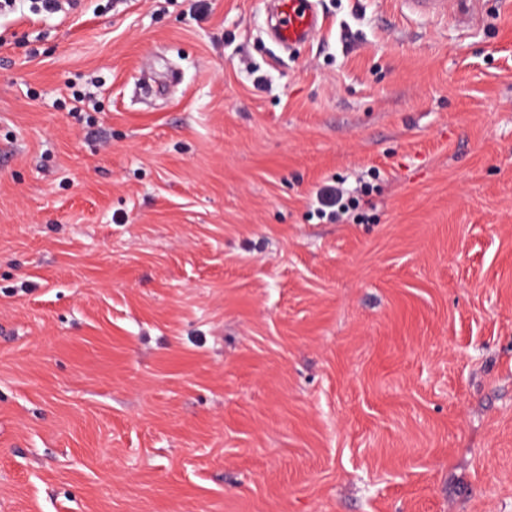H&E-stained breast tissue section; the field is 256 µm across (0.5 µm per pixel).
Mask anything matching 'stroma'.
I'll list each match as a JSON object with an SVG mask.
<instances>
[{"mask_svg":"<svg viewBox=\"0 0 512 512\" xmlns=\"http://www.w3.org/2000/svg\"><path fill=\"white\" fill-rule=\"evenodd\" d=\"M501 2L0 12V512H512ZM276 24L273 36L288 47L304 42L322 26L316 0H275ZM477 0H401L402 14L406 19L412 16H422L430 19H448L454 15L458 20L472 26L479 20L478 15L470 10ZM316 200L318 203V215L331 222H339L350 209L359 205L357 197L344 198L342 189L336 186H326L316 193Z\"/></svg>","mask_w":512,"mask_h":512,"instance_id":"stroma-1","label":"stroma"}]
</instances>
